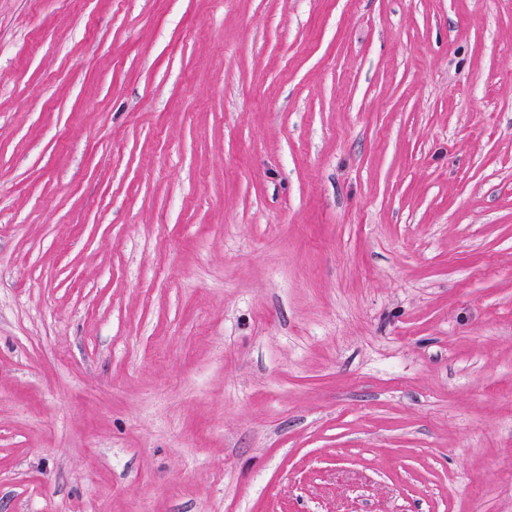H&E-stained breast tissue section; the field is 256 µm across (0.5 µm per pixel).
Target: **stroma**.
<instances>
[{
  "label": "stroma",
  "instance_id": "35a3bbf8",
  "mask_svg": "<svg viewBox=\"0 0 512 512\" xmlns=\"http://www.w3.org/2000/svg\"><path fill=\"white\" fill-rule=\"evenodd\" d=\"M0 512H512V0H0Z\"/></svg>",
  "mask_w": 512,
  "mask_h": 512
}]
</instances>
